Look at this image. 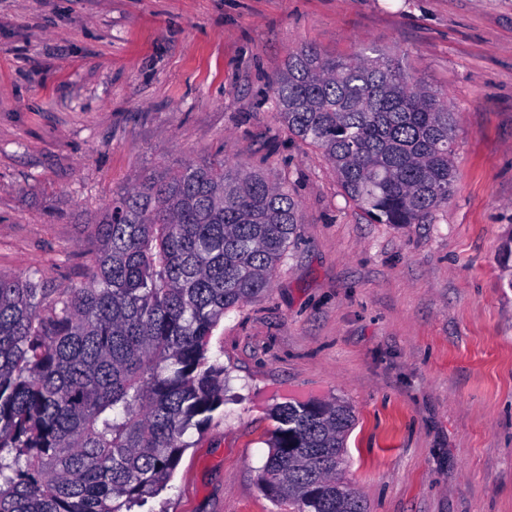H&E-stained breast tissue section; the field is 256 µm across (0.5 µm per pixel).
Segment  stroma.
Wrapping results in <instances>:
<instances>
[{
    "mask_svg": "<svg viewBox=\"0 0 512 512\" xmlns=\"http://www.w3.org/2000/svg\"><path fill=\"white\" fill-rule=\"evenodd\" d=\"M304 45L403 58L447 95L455 187L425 223L370 219L275 112ZM220 160L287 185L302 222L213 331L227 399L168 512H274L270 410L331 397L369 512H512V0H0V278L84 283L114 194Z\"/></svg>",
    "mask_w": 512,
    "mask_h": 512,
    "instance_id": "obj_1",
    "label": "stroma"
}]
</instances>
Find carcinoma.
Segmentation results:
<instances>
[{"label":"carcinoma","mask_w":512,"mask_h":512,"mask_svg":"<svg viewBox=\"0 0 512 512\" xmlns=\"http://www.w3.org/2000/svg\"><path fill=\"white\" fill-rule=\"evenodd\" d=\"M273 90L375 221L422 224L448 203L453 113L400 61L303 46ZM300 211L259 171L189 165L112 197L83 284L0 279V512H166L149 501L185 434L224 405L212 332L269 290ZM271 416L259 485L282 512H368L340 478L350 406L292 400Z\"/></svg>","instance_id":"carcinoma-1"}]
</instances>
